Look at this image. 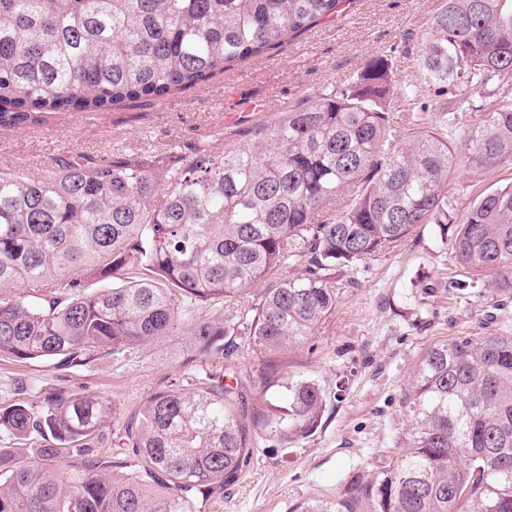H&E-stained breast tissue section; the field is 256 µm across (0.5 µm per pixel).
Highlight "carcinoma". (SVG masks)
I'll list each match as a JSON object with an SVG mask.
<instances>
[{"instance_id":"1","label":"carcinoma","mask_w":512,"mask_h":512,"mask_svg":"<svg viewBox=\"0 0 512 512\" xmlns=\"http://www.w3.org/2000/svg\"><path fill=\"white\" fill-rule=\"evenodd\" d=\"M342 0H0V129L58 112L156 100L277 49ZM420 58L430 79L503 94L461 146L433 132L391 143V68L373 58L353 87L291 106L222 154H67L45 175L0 169V356L73 363L146 344L182 318L189 349L229 356L235 336L268 357L305 343L335 308L336 272L365 265L417 224H435L467 272L512 276V185L455 213L448 175L512 162V0H443ZM359 184L334 216L325 208ZM257 296L252 283L282 267ZM124 284L86 293L78 277ZM236 300V314L174 309ZM266 421L293 441L321 423L326 393L283 385ZM411 416L370 512H512V336L437 341L405 393ZM102 398L56 391L0 408V432L35 433L37 459L0 450V512H193L224 495L251 455L238 385L152 394L126 425L155 486L114 477L89 440ZM80 465L66 472L63 450ZM299 512H351L312 500Z\"/></svg>"}]
</instances>
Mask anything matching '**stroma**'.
<instances>
[{
  "label": "stroma",
  "mask_w": 512,
  "mask_h": 512,
  "mask_svg": "<svg viewBox=\"0 0 512 512\" xmlns=\"http://www.w3.org/2000/svg\"><path fill=\"white\" fill-rule=\"evenodd\" d=\"M441 0H345L283 47L237 62L211 79L151 102H125L106 112H59L45 122L0 129V168L37 177L65 152L163 154L175 144L223 153L241 132L273 123L286 107L352 83L377 55L391 58L395 141L430 130L448 134L477 123L500 98L471 87V110L458 113L455 95L437 92L420 66V47L432 36ZM512 183V163L480 174L448 176L456 213L482 194ZM336 307L303 346L277 359V384L264 388L266 358L237 337L231 358L200 359L188 352L187 329L80 365L46 358L20 362L0 356V407L38 405L52 391L101 397L111 410L92 443L101 459L119 452L127 421L152 393L187 389L208 376L233 374L247 398L245 423L253 453L223 496L197 501L198 512H295L315 498L345 501L369 512L368 487L396 457L410 423L403 395L420 354L434 341L487 333L512 335V288L492 276L469 280L447 257L438 229L419 224L368 265L341 273ZM316 380L327 394L316 433L285 442L265 422L279 382Z\"/></svg>",
  "instance_id": "1"
}]
</instances>
